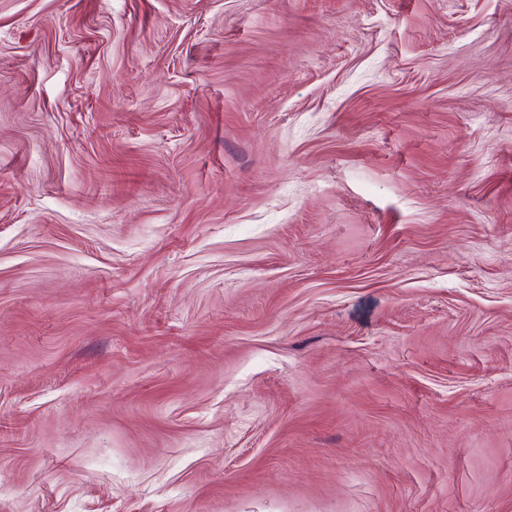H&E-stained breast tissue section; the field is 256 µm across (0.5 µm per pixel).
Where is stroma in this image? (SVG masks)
I'll return each instance as SVG.
<instances>
[{
  "instance_id": "35a3bbf8",
  "label": "stroma",
  "mask_w": 512,
  "mask_h": 512,
  "mask_svg": "<svg viewBox=\"0 0 512 512\" xmlns=\"http://www.w3.org/2000/svg\"><path fill=\"white\" fill-rule=\"evenodd\" d=\"M0 512H512V0H0Z\"/></svg>"
}]
</instances>
